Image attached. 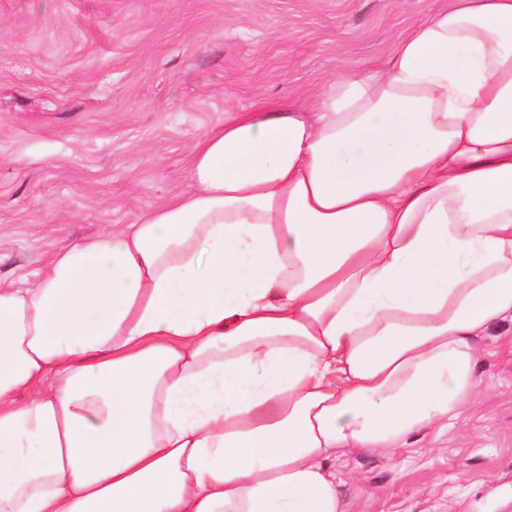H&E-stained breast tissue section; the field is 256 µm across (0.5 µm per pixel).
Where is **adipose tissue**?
<instances>
[{"label":"adipose tissue","instance_id":"adipose-tissue-1","mask_svg":"<svg viewBox=\"0 0 512 512\" xmlns=\"http://www.w3.org/2000/svg\"><path fill=\"white\" fill-rule=\"evenodd\" d=\"M188 179L0 287V512H343L332 461L459 420L512 323V0L225 113Z\"/></svg>","mask_w":512,"mask_h":512}]
</instances>
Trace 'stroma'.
I'll return each mask as SVG.
<instances>
[{"label":"stroma","mask_w":512,"mask_h":512,"mask_svg":"<svg viewBox=\"0 0 512 512\" xmlns=\"http://www.w3.org/2000/svg\"><path fill=\"white\" fill-rule=\"evenodd\" d=\"M445 0H0V284L188 187L228 109L304 105L385 66ZM465 420L333 465L344 512H512V324L481 342Z\"/></svg>","instance_id":"stroma-1"}]
</instances>
